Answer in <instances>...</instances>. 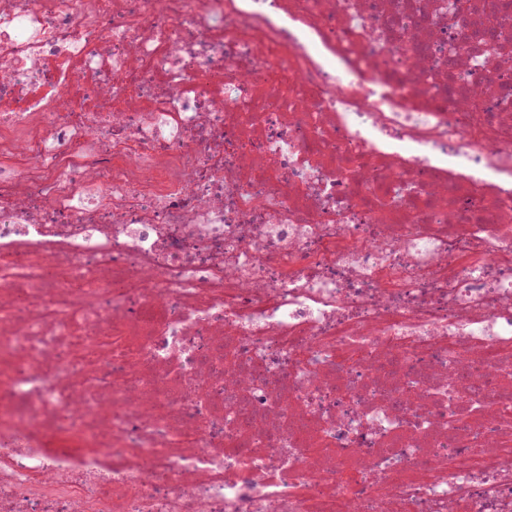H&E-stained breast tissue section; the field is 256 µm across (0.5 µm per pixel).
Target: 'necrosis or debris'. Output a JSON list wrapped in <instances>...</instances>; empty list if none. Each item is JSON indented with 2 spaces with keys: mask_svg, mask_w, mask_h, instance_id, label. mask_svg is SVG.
Here are the masks:
<instances>
[{
  "mask_svg": "<svg viewBox=\"0 0 512 512\" xmlns=\"http://www.w3.org/2000/svg\"><path fill=\"white\" fill-rule=\"evenodd\" d=\"M499 0H0V512H512Z\"/></svg>",
  "mask_w": 512,
  "mask_h": 512,
  "instance_id": "necrosis-or-debris-1",
  "label": "necrosis or debris"
}]
</instances>
